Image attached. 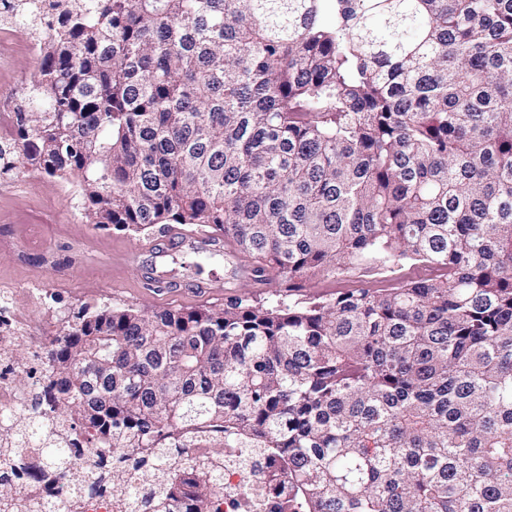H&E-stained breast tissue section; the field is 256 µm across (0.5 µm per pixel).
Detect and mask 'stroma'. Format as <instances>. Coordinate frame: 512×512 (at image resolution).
<instances>
[{
	"mask_svg": "<svg viewBox=\"0 0 512 512\" xmlns=\"http://www.w3.org/2000/svg\"><path fill=\"white\" fill-rule=\"evenodd\" d=\"M29 39L0 31V118L19 105L18 90L34 73ZM150 236L95 229L81 214L75 183L29 174L0 179V300L18 323L16 355L32 358L80 303L148 309L216 308L234 296L246 258L181 251L160 257ZM390 279L353 269L314 279L304 297L348 288H387Z\"/></svg>",
	"mask_w": 512,
	"mask_h": 512,
	"instance_id": "obj_1",
	"label": "stroma"
}]
</instances>
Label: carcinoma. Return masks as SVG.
<instances>
[{"label": "carcinoma", "instance_id": "1", "mask_svg": "<svg viewBox=\"0 0 512 512\" xmlns=\"http://www.w3.org/2000/svg\"><path fill=\"white\" fill-rule=\"evenodd\" d=\"M332 2L336 24L322 13ZM38 68L0 178L79 186L86 223L212 229L248 282L428 275L222 308L80 305L0 423L66 491L71 431L122 512H512V0H10ZM0 512H31L0 482ZM396 274L388 278H382L373 274L367 269H353L343 274L320 277L310 282V288H304L300 294L304 296H290V299L309 298V297H330L337 291L348 288H389L393 283L390 279L395 277H418L424 274V270L418 267L405 264L401 267H395ZM224 469L228 474L227 483L224 485V511L225 512H260L255 505H258L261 497L266 495L267 490L259 482L256 475H243L232 473L234 466L232 462L224 460ZM245 487L249 493L247 496L241 493Z\"/></svg>", "mask_w": 512, "mask_h": 512}]
</instances>
